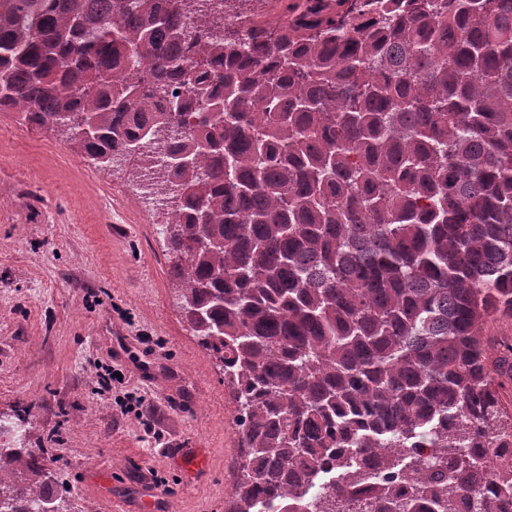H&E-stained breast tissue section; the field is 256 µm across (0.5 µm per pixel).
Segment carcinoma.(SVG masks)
<instances>
[{
  "instance_id": "carcinoma-1",
  "label": "carcinoma",
  "mask_w": 512,
  "mask_h": 512,
  "mask_svg": "<svg viewBox=\"0 0 512 512\" xmlns=\"http://www.w3.org/2000/svg\"><path fill=\"white\" fill-rule=\"evenodd\" d=\"M227 2L0 0V112L101 168L162 154L235 404L225 512H512V347L484 334L512 316V0ZM50 498L0 443V512Z\"/></svg>"
}]
</instances>
